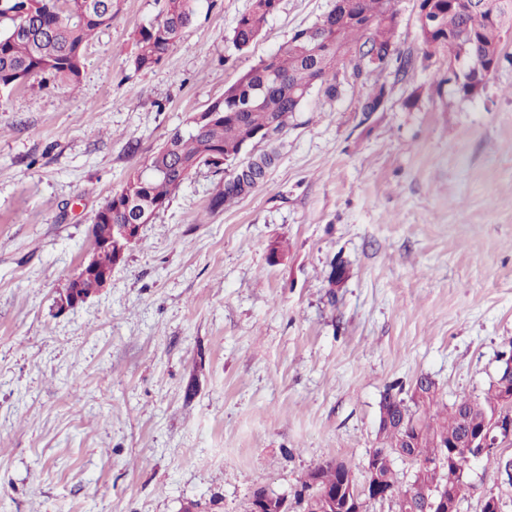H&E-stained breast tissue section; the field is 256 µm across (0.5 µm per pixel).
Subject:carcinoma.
<instances>
[{"mask_svg": "<svg viewBox=\"0 0 512 512\" xmlns=\"http://www.w3.org/2000/svg\"><path fill=\"white\" fill-rule=\"evenodd\" d=\"M195 0H164L160 17L138 34V51L131 59L135 69H151L176 43L191 22ZM341 11L331 9L320 19L321 42L312 48L302 46L305 30L294 33L280 51L261 59L229 86L224 95L213 100L200 116V124L189 121L185 132L174 131L167 140L133 172L120 190L95 214L93 241L109 234L111 224H149L165 208L175 192L202 165L222 175L208 208L216 212L251 195L266 183L278 159L277 143L288 130L290 120L299 111L312 86L320 84L326 97L341 93L337 75L354 63L355 56L368 47L376 49L380 64L371 72L381 74L396 67L395 75L406 77L412 70L410 58L398 51L394 42L398 13L397 0H342ZM278 7V0H253L234 28L232 42L239 51L249 49L261 34L265 23ZM429 8L427 21L420 24L423 44L444 49L447 59L459 60L462 54L481 55L486 47L498 43L501 34L512 31V0H500L498 24L486 26L479 16L448 7V0H423ZM112 24V0H83L77 6L70 0H0V90L12 89L34 76L51 75L71 85L80 81L84 63L83 49L94 34ZM386 83L375 82L361 106L364 119L374 112ZM255 136L267 149L244 157L232 169L215 162L231 153L237 145ZM388 405L403 415L415 447L407 449L409 459L430 460L463 429L459 413L474 408L470 425L480 426L504 409L495 384H490L483 400L459 398L446 412L434 409L436 383H430L425 399L410 409L404 400L386 393ZM404 431L377 435L379 444L401 458ZM343 469L326 462L311 470L302 483V493L311 496L313 484L321 479L334 485L349 479L354 471L347 463ZM380 483L390 488V497L413 495L420 500L431 492L428 483L414 484L402 491L397 471L382 470Z\"/></svg>", "mask_w": 512, "mask_h": 512, "instance_id": "1", "label": "carcinoma"}]
</instances>
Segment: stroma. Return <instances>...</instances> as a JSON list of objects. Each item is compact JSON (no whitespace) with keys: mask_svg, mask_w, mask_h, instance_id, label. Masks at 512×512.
<instances>
[{"mask_svg":"<svg viewBox=\"0 0 512 512\" xmlns=\"http://www.w3.org/2000/svg\"><path fill=\"white\" fill-rule=\"evenodd\" d=\"M253 0H196L161 62L135 70L163 0H112L78 86L0 90V512H247L264 488L301 512L306 474L363 477L386 392L420 376L483 399L512 356V42L475 97L426 55L398 0L405 80L363 118L372 78L312 89L267 183L223 210L203 166L87 302L66 289L93 218L192 115L333 0H279L245 52ZM465 469L460 512L512 488ZM342 466L343 469H337L335 462L329 461L317 466L307 474L306 479L302 483L301 492L310 497L316 490L313 488V484L318 479H323V482L326 484L337 485L344 480H348L350 476L354 477V471L351 466L346 462H342Z\"/></svg>","mask_w":512,"mask_h":512,"instance_id":"stroma-1","label":"stroma"}]
</instances>
